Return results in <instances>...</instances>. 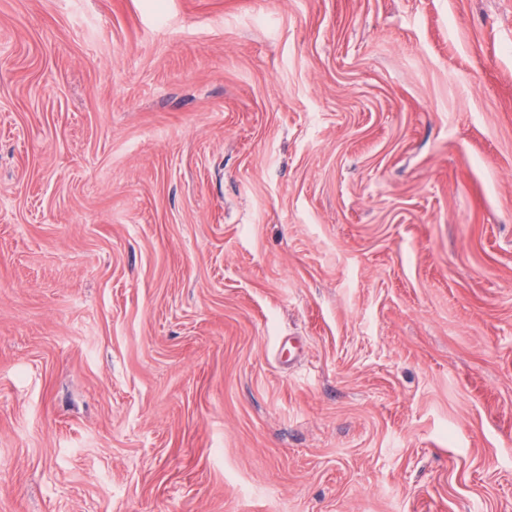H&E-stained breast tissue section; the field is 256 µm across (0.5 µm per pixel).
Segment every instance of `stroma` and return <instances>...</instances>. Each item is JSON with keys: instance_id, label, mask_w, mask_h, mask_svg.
Here are the masks:
<instances>
[{"instance_id": "1", "label": "stroma", "mask_w": 512, "mask_h": 512, "mask_svg": "<svg viewBox=\"0 0 512 512\" xmlns=\"http://www.w3.org/2000/svg\"><path fill=\"white\" fill-rule=\"evenodd\" d=\"M0 512H512V0H0Z\"/></svg>"}]
</instances>
